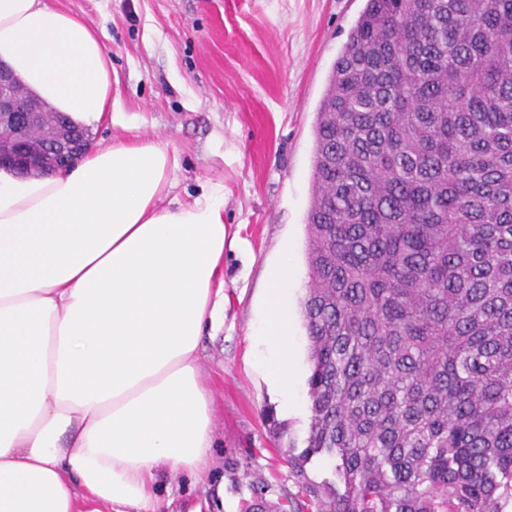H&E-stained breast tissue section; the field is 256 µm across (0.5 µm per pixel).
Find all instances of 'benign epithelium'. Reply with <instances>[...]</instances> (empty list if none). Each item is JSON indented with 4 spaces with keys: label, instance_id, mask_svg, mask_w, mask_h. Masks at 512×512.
<instances>
[{
    "label": "benign epithelium",
    "instance_id": "7a95c632",
    "mask_svg": "<svg viewBox=\"0 0 512 512\" xmlns=\"http://www.w3.org/2000/svg\"><path fill=\"white\" fill-rule=\"evenodd\" d=\"M84 153V142L73 141L67 119L0 64V164L45 174L68 166Z\"/></svg>",
    "mask_w": 512,
    "mask_h": 512
}]
</instances>
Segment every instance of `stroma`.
I'll list each match as a JSON object with an SVG mask.
<instances>
[{"label": "stroma", "instance_id": "35a3bbf8", "mask_svg": "<svg viewBox=\"0 0 512 512\" xmlns=\"http://www.w3.org/2000/svg\"><path fill=\"white\" fill-rule=\"evenodd\" d=\"M82 16L112 53L119 119L91 128L93 147L139 137L179 168L169 199L224 189V322L198 350L213 395L210 480L158 478L161 512H246L302 497L289 455L311 417L306 214L314 126L328 76L366 0H52ZM288 254L293 406L256 372L252 338L268 272Z\"/></svg>", "mask_w": 512, "mask_h": 512}]
</instances>
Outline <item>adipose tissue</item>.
<instances>
[{
  "mask_svg": "<svg viewBox=\"0 0 512 512\" xmlns=\"http://www.w3.org/2000/svg\"><path fill=\"white\" fill-rule=\"evenodd\" d=\"M0 63L77 125L120 110L109 48L49 0H0ZM177 169L137 137L57 173L0 168V512H160L159 470L206 481L197 351L224 306V196L168 200ZM289 270L281 256L253 339L282 394Z\"/></svg>",
  "mask_w": 512,
  "mask_h": 512,
  "instance_id": "ef3b65f1",
  "label": "adipose tissue"
}]
</instances>
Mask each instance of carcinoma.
Wrapping results in <instances>:
<instances>
[{
    "label": "carcinoma",
    "mask_w": 512,
    "mask_h": 512,
    "mask_svg": "<svg viewBox=\"0 0 512 512\" xmlns=\"http://www.w3.org/2000/svg\"><path fill=\"white\" fill-rule=\"evenodd\" d=\"M307 211L318 512L512 503V0H366ZM325 454L339 484L305 479Z\"/></svg>",
    "instance_id": "carcinoma-1"
}]
</instances>
